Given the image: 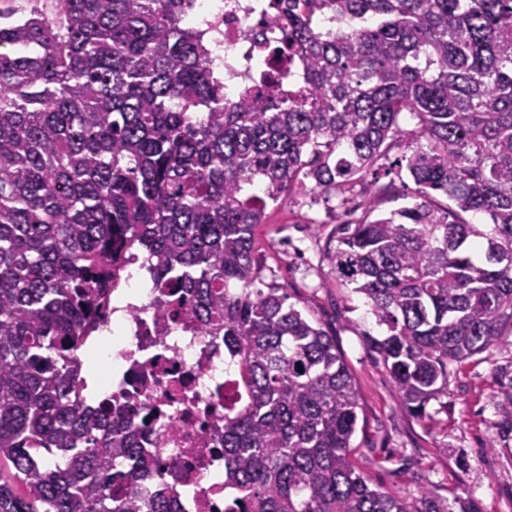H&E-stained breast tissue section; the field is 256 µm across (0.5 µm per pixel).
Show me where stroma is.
<instances>
[{"instance_id":"35a3bbf8","label":"stroma","mask_w":512,"mask_h":512,"mask_svg":"<svg viewBox=\"0 0 512 512\" xmlns=\"http://www.w3.org/2000/svg\"><path fill=\"white\" fill-rule=\"evenodd\" d=\"M408 152L404 145L389 152L380 182L391 190L378 195L377 213L403 206L407 173L400 161ZM337 204L334 197L306 196L269 205L256 255L265 285L307 302L354 376L360 402L355 464L396 496L425 492L451 503L453 512H512V431L501 421L506 392L496 381L497 372L512 373V345L451 364L445 403L427 406L431 422L411 416L381 359L363 344V332L376 336L379 328L322 260L323 250L336 245Z\"/></svg>"}]
</instances>
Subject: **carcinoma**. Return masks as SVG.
I'll return each mask as SVG.
<instances>
[{
    "mask_svg": "<svg viewBox=\"0 0 512 512\" xmlns=\"http://www.w3.org/2000/svg\"><path fill=\"white\" fill-rule=\"evenodd\" d=\"M0 15V512H175L120 408L88 407V336L140 252L160 306L238 359L224 512H450L353 461L358 393L307 305L259 287L268 204L345 193L408 138L411 202L341 224L325 260L410 413L512 335V0H269L292 85L224 102L193 0ZM414 127L403 129L402 114ZM443 195V205L436 196ZM463 212L485 213L481 229ZM118 457L131 460L127 466Z\"/></svg>",
    "mask_w": 512,
    "mask_h": 512,
    "instance_id": "cac0c4a2",
    "label": "carcinoma"
}]
</instances>
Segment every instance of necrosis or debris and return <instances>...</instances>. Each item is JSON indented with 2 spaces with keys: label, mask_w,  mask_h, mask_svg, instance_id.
I'll list each match as a JSON object with an SVG mask.
<instances>
[{
  "label": "necrosis or debris",
  "mask_w": 512,
  "mask_h": 512,
  "mask_svg": "<svg viewBox=\"0 0 512 512\" xmlns=\"http://www.w3.org/2000/svg\"><path fill=\"white\" fill-rule=\"evenodd\" d=\"M263 13L264 0H196L189 21L208 31L226 100H235L244 87L261 85L270 69L266 50L280 33ZM137 272L148 288L143 301L123 308L130 345L99 354V384L114 402L127 406L131 421L151 414L139 436L156 465L147 486L173 487L180 512H224L219 433L225 407L241 399L234 363L224 354L223 337L200 335L162 315L145 258H138Z\"/></svg>",
  "instance_id": "4bbe7bcc"
}]
</instances>
